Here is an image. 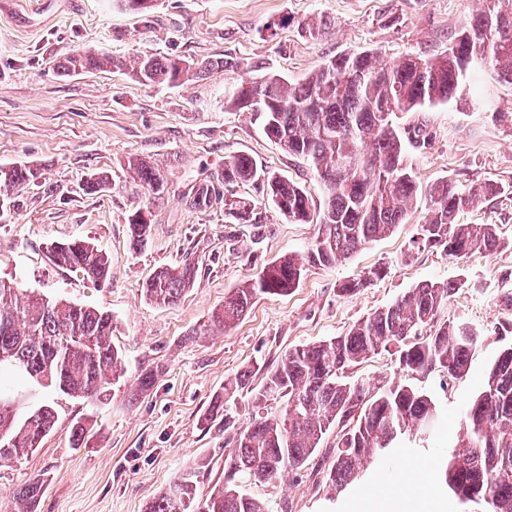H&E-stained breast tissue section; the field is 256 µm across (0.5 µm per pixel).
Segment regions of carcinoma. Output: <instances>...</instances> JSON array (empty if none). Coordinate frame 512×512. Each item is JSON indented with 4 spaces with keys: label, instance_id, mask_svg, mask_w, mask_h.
<instances>
[{
    "label": "carcinoma",
    "instance_id": "obj_1",
    "mask_svg": "<svg viewBox=\"0 0 512 512\" xmlns=\"http://www.w3.org/2000/svg\"><path fill=\"white\" fill-rule=\"evenodd\" d=\"M156 0H119L129 11L150 16ZM490 6L473 15L448 39V49L434 57L411 56L396 63L375 51L342 54L324 61L304 82L293 85L276 73L241 79L227 105L235 112H259L265 135L282 150L307 161L324 204L316 220L314 242L303 254H289L267 264L257 277L224 299L210 318L219 334L245 316L260 296L284 295L299 286L310 266L348 260L357 250L394 233L405 223L418 196L426 200L424 222L415 247H440L451 257L492 254L505 246L495 224H460L467 207L504 191L493 181L461 186L442 179L423 189L413 170L407 145L429 139L426 125L400 129L393 117L422 112L456 98L466 87L470 68L462 56L480 55L497 77L512 84V10ZM138 55L132 64L112 56L82 51L59 62L58 72L123 67L142 84L181 85L224 61H192ZM348 159L354 166L346 168ZM130 170L154 196L165 193L163 175L149 162L132 158ZM38 168L0 167V196L35 183ZM258 183L276 210L290 221L308 223L313 212L309 190L288 177L263 169L242 154L224 162V178L201 183L191 205L208 207L225 197L229 185ZM140 207L127 217L132 245L149 239L151 221ZM237 224H262L265 215L242 197L224 212ZM57 267L82 274L92 283L110 284V259L86 240L59 244L49 254ZM198 267L189 261L163 268L143 286L157 305L175 303L191 286ZM386 275L378 266L368 275L343 283L352 295ZM459 282L424 281L390 304L353 324L344 334L297 345L281 354L257 385L244 371L224 384V396L246 399L249 421L233 430L224 460V488L203 496L196 476L176 477L156 494L146 512H264L263 503L238 484L271 483L300 471L332 439L331 462L321 482L327 492L357 481L373 464L385 462L391 448L406 436L433 433L439 424L435 400L409 378L443 373L452 383L471 368L480 333L465 322L438 321ZM112 315L97 307L50 298L0 279V463L33 454L56 423L49 404L25 411L4 396L18 390L51 388L75 399L97 401L125 375L124 362L112 346ZM395 356L404 380L368 382L354 375L372 357ZM440 477L454 498L477 488L480 512H512V347L504 348L484 373L468 403L459 432ZM45 479L38 475L16 489L13 512H39Z\"/></svg>",
    "mask_w": 512,
    "mask_h": 512
}]
</instances>
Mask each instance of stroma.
<instances>
[{
	"instance_id": "35a3bbf8",
	"label": "stroma",
	"mask_w": 512,
	"mask_h": 512,
	"mask_svg": "<svg viewBox=\"0 0 512 512\" xmlns=\"http://www.w3.org/2000/svg\"><path fill=\"white\" fill-rule=\"evenodd\" d=\"M484 7V0H157L146 18L116 0H7L0 9V167H36L42 182L14 191L0 215V277L110 312L126 374L94 403L50 390L28 399L31 409L51 403L58 421L33 455L0 465V512H11L15 490L36 474L47 480L40 512H144L150 498L190 470L198 473L201 494L223 487L227 434L205 416L225 380L248 369L262 378L288 348L341 335L427 280L459 282L439 317L481 333L467 376L447 386L435 373L416 379L443 412L439 430L392 448L394 469L371 467L337 495L319 484L326 464L319 453L300 473L249 491L266 512H372V504L388 498L411 499L412 512H462L438 468L484 370L512 345V333L500 332L512 321L504 303L512 296V84L478 67L469 75L467 103L399 119L403 127L424 123L432 135L427 148L409 151L422 186L447 177L505 186L499 197L458 216L462 224L498 225L509 245L496 253L454 259L439 247L414 249L426 213L420 201L392 236L345 262L309 268L298 288L256 300L240 323L211 336L210 314L225 296L267 263L306 251L317 226L287 220L248 184L239 192L260 202L264 223L236 224L223 203L197 209L189 200L197 185L222 176L225 161L246 154L322 204L306 161L267 138L252 113L226 108L237 82L268 72L301 82L327 58L366 49L390 61L428 57L447 49L451 33ZM320 20L325 34L311 37L308 24ZM85 50L224 65L178 87L144 85L116 69L58 76L56 62ZM132 156L161 170L162 197L150 198L129 174ZM97 174L108 176L107 188L83 191ZM143 205L151 233L136 251L127 217ZM75 239L109 254V287L48 259L49 245ZM188 258L198 262V274L175 305L145 298L142 286L155 271ZM381 264L385 277L355 295L339 293L341 283ZM148 371L155 383L138 392L136 379ZM81 418L94 426L76 448L70 425Z\"/></svg>"
}]
</instances>
